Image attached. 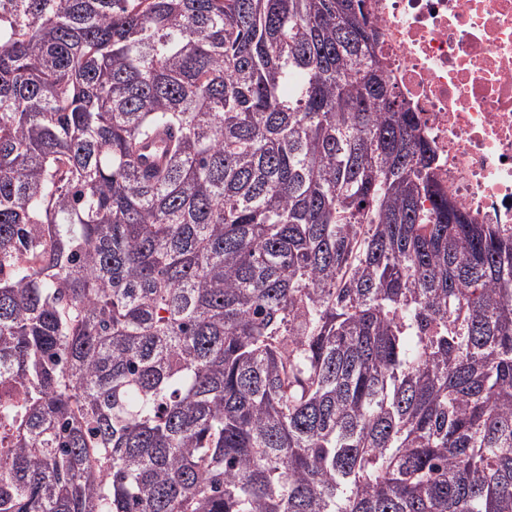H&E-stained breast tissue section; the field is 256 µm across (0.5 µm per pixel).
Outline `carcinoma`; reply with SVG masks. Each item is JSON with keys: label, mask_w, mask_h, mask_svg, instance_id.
<instances>
[{"label": "carcinoma", "mask_w": 512, "mask_h": 512, "mask_svg": "<svg viewBox=\"0 0 512 512\" xmlns=\"http://www.w3.org/2000/svg\"><path fill=\"white\" fill-rule=\"evenodd\" d=\"M365 0H0V512H512V225Z\"/></svg>", "instance_id": "carcinoma-1"}]
</instances>
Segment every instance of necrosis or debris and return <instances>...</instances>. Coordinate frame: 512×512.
<instances>
[{"label":"necrosis or debris","instance_id":"necrosis-or-debris-1","mask_svg":"<svg viewBox=\"0 0 512 512\" xmlns=\"http://www.w3.org/2000/svg\"><path fill=\"white\" fill-rule=\"evenodd\" d=\"M390 76L480 224H512V0H367Z\"/></svg>","mask_w":512,"mask_h":512}]
</instances>
